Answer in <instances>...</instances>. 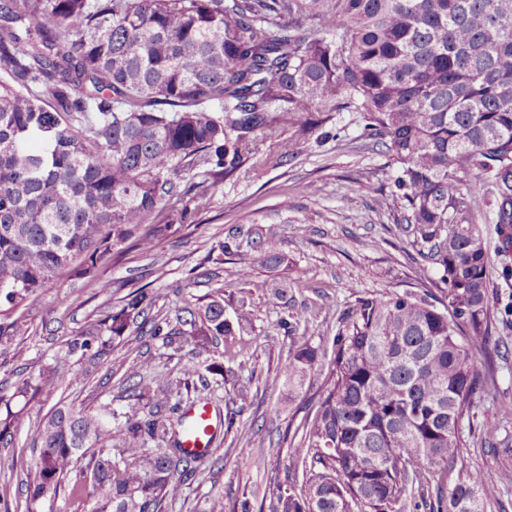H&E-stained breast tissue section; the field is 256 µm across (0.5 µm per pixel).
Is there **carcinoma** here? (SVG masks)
Wrapping results in <instances>:
<instances>
[{"mask_svg":"<svg viewBox=\"0 0 512 512\" xmlns=\"http://www.w3.org/2000/svg\"><path fill=\"white\" fill-rule=\"evenodd\" d=\"M357 112L392 168L381 207L445 285L361 298L333 339L317 408L290 448L273 512H395L450 467L429 512H488L462 421L493 362L470 341L495 329L488 201L497 253L512 254V0H0V345L18 311L64 273L97 276L113 253L150 252L224 179L303 152L334 112ZM286 126L296 138L281 139ZM277 143L266 155L256 139ZM141 289L87 326L73 351L133 342ZM181 321L201 341L235 335L215 297ZM318 360L301 343L274 381L297 394ZM57 372L18 383L51 394ZM156 376L124 411L56 407L39 425L28 512L91 488L90 512H164L197 457L156 413ZM154 409L142 420L140 410Z\"/></svg>","mask_w":512,"mask_h":512,"instance_id":"carcinoma-1","label":"carcinoma"}]
</instances>
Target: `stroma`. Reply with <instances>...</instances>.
Wrapping results in <instances>:
<instances>
[{"label": "stroma", "instance_id": "stroma-1", "mask_svg": "<svg viewBox=\"0 0 512 512\" xmlns=\"http://www.w3.org/2000/svg\"><path fill=\"white\" fill-rule=\"evenodd\" d=\"M326 138L310 139L307 150L260 176H235L213 189L187 223L175 225L149 253L126 251L102 264L97 278L64 275L30 300L21 313L29 331L0 346V418L13 413L11 442L0 443V512H27L31 449L39 421L65 404L123 410L133 401L135 372L164 375L173 388L188 384L185 404L208 405L218 426L211 449L196 462V474L165 512H203L207 500L223 496L224 512H272L280 488L301 486L288 448L295 429L313 412L333 356L332 341L343 316L358 299L406 291H437L438 276L401 233L399 209L376 203L392 171L382 146L362 136L353 112L334 114ZM272 238L279 260L265 258L255 242ZM234 240L238 251L221 252ZM377 248L368 249L364 240ZM254 259L253 285L239 277L243 254ZM111 281L109 290L98 279ZM284 285V299L269 286ZM147 288L154 301L146 319L176 323L189 309L214 296L224 299V316L235 320L246 309L250 321L234 342L200 343L190 336L172 341L143 335L131 346L112 343L108 353L90 357L68 344L87 324L119 310L125 297ZM492 310L497 319L476 356L495 355V372L463 420L467 456L483 470L492 491L512 512V488L498 486L500 459L494 447L512 440V423L498 422L499 402L512 401V273L499 257L490 268ZM320 350L319 362L304 389L288 399L273 377L303 341ZM202 366L200 377L184 382L188 363ZM46 368L58 369L52 396L19 397L22 379Z\"/></svg>", "mask_w": 512, "mask_h": 512}]
</instances>
